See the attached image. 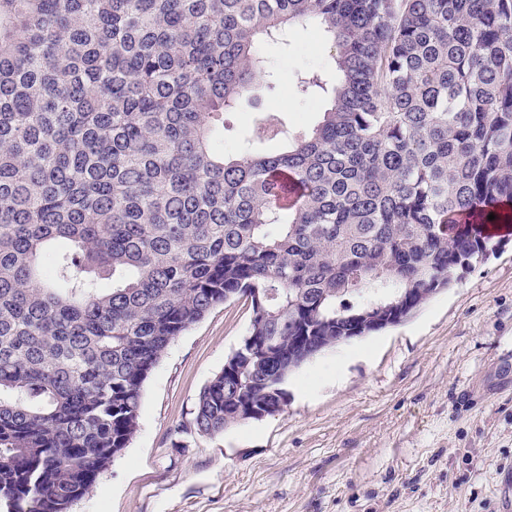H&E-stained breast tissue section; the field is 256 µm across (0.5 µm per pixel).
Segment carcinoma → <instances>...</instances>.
<instances>
[{
    "instance_id": "cac0c4a2",
    "label": "carcinoma",
    "mask_w": 512,
    "mask_h": 512,
    "mask_svg": "<svg viewBox=\"0 0 512 512\" xmlns=\"http://www.w3.org/2000/svg\"><path fill=\"white\" fill-rule=\"evenodd\" d=\"M310 23L336 81L295 86L329 108L224 153V113L278 84L262 44ZM490 214L512 217V0H0V509L69 512L213 306L265 313L243 391L222 370L200 391L202 435L449 287Z\"/></svg>"
}]
</instances>
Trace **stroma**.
<instances>
[{
    "label": "stroma",
    "instance_id": "35a3bbf8",
    "mask_svg": "<svg viewBox=\"0 0 512 512\" xmlns=\"http://www.w3.org/2000/svg\"><path fill=\"white\" fill-rule=\"evenodd\" d=\"M263 51L277 92L227 115L226 153L260 113L302 132L328 105L294 92L296 72L332 66L323 32ZM494 241L410 318L295 370L282 410L203 436L197 397L251 319L246 300L215 306L169 346L137 433L70 512H512V230Z\"/></svg>",
    "mask_w": 512,
    "mask_h": 512
}]
</instances>
